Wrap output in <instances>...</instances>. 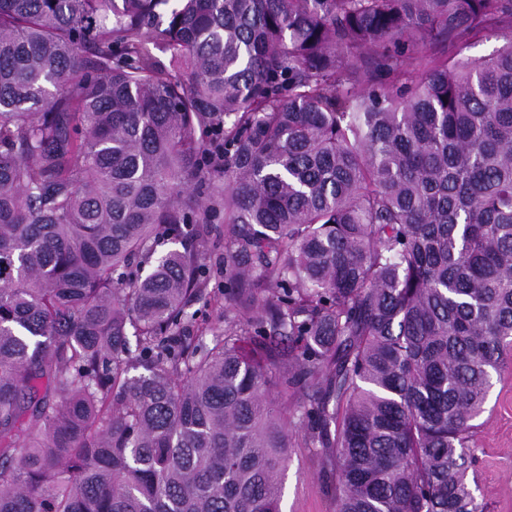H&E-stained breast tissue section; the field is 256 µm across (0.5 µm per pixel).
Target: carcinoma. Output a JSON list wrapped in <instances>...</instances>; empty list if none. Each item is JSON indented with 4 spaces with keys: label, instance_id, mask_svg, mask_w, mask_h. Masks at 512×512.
I'll return each instance as SVG.
<instances>
[{
    "label": "carcinoma",
    "instance_id": "1",
    "mask_svg": "<svg viewBox=\"0 0 512 512\" xmlns=\"http://www.w3.org/2000/svg\"><path fill=\"white\" fill-rule=\"evenodd\" d=\"M511 349L512 0H0V512H484ZM485 410L473 421L478 487L485 512H512V351L494 373ZM314 452L303 435L296 436L288 448L282 512H333L334 504L319 474Z\"/></svg>",
    "mask_w": 512,
    "mask_h": 512
}]
</instances>
